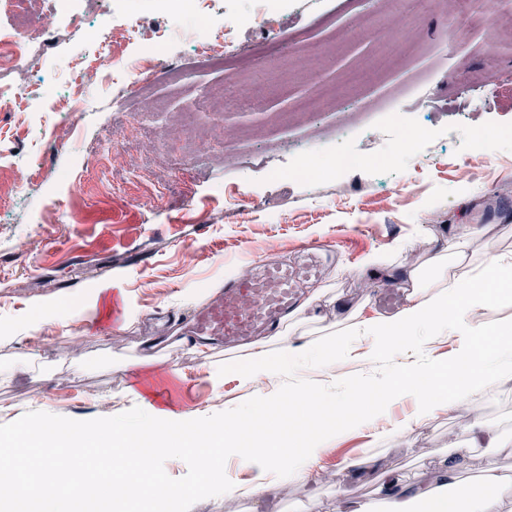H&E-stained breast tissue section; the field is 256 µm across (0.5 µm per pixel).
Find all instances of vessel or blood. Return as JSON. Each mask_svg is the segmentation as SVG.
Masks as SVG:
<instances>
[{"label":"vessel or blood","mask_w":512,"mask_h":512,"mask_svg":"<svg viewBox=\"0 0 512 512\" xmlns=\"http://www.w3.org/2000/svg\"><path fill=\"white\" fill-rule=\"evenodd\" d=\"M328 252L326 245L308 242L300 248L301 262L292 265L253 257L243 272L225 277L220 293L199 305L189 321L172 314L181 326L179 340L213 338L233 348L275 333L296 309L303 286L320 277Z\"/></svg>","instance_id":"vessel-or-blood-1"}]
</instances>
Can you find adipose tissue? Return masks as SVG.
<instances>
[{
	"label": "adipose tissue",
	"instance_id": "obj_1",
	"mask_svg": "<svg viewBox=\"0 0 512 512\" xmlns=\"http://www.w3.org/2000/svg\"><path fill=\"white\" fill-rule=\"evenodd\" d=\"M434 241L433 232H426L425 252L402 266L408 304L397 315L366 319L357 307L330 318L302 311L289 318L285 334L262 338L231 357L210 361L212 378L232 370L240 385L249 389L247 414L206 425L148 403L140 422L118 419L102 431L90 424L44 425L40 431L48 439L35 459L29 456L28 434L18 430L12 438L15 466L0 475V502L8 503L10 512H108L109 501L128 504L147 488L183 500L188 487L151 480L155 461L171 453L193 457L205 475L223 470L225 497L270 498L276 476L307 482L325 449L347 427L384 416L408 392L413 373L409 360L418 352L421 337L447 333L457 338L456 348L440 364L447 395L417 393L415 412L395 431L427 425L445 413L459 421L470 447H502V438L479 414L475 398L512 382V345L506 342L512 335V317L489 329L478 316L508 296L512 246H499L491 224H459L447 246L435 247ZM489 332L503 338L504 344L493 354L476 358V339ZM398 351L406 362L393 386L380 390L363 379L355 393L338 400L327 398L322 385L336 381L339 359L371 363ZM310 352L319 356L323 382L309 381L296 366ZM60 440L82 447L78 459L82 465L96 461L94 444L109 442L125 448V455L113 460L102 496L88 499L61 486L59 476L67 461L57 452ZM462 464V450L454 448L438 457L427 481L413 489L397 478L382 482L379 506L367 504L359 512H512L496 493L498 487L512 483L511 473L489 465L461 489L457 474ZM241 470L248 472V480L238 478Z\"/></svg>",
	"mask_w": 512,
	"mask_h": 512
}]
</instances>
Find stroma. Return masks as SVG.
Returning a JSON list of instances; mask_svg holds the SVG:
<instances>
[{
	"mask_svg": "<svg viewBox=\"0 0 512 512\" xmlns=\"http://www.w3.org/2000/svg\"><path fill=\"white\" fill-rule=\"evenodd\" d=\"M38 2L31 39L45 47L32 94L18 111L0 112V334L29 332L0 348V364L34 355L45 371H19L0 385L2 439L28 421L134 420L146 399L205 423L223 420L246 409V390L230 375L212 380L204 360L173 361L165 349L141 364L149 316L190 314L243 269L247 249L292 260L297 244L317 239L344 241L351 252L325 270L323 284L375 317L377 292L400 282L369 265L371 256L413 262L424 229L444 242L452 225L490 223L497 202L512 201V101L463 92L473 74L491 86L512 81V0L477 5L464 28L451 6L411 13L387 0H277L271 16L297 47L287 63L267 30L236 22L261 0H204L216 25L235 21L240 54L264 57L257 82L232 60L206 61L194 19L156 0H76L79 28L56 15V0ZM105 14L138 37L84 87L87 106L75 120L60 99L76 63L101 52L91 28ZM150 64L156 78L143 96L127 94ZM401 85L397 121L379 139ZM414 131L427 140L410 156L398 143ZM298 145L324 163L316 186L294 170ZM22 166L29 187L19 195ZM76 354L86 368L71 376ZM124 383L134 394L104 401ZM477 404L512 440V386ZM412 410L404 400L351 430L308 482H279V512H358L379 501L378 480L334 479L346 448L416 480L457 422L443 416L377 443ZM153 478L191 488L178 512H252L249 499L225 498L223 475L200 476L192 457L157 460Z\"/></svg>",
	"mask_w": 512,
	"mask_h": 512,
	"instance_id": "stroma-1",
	"label": "stroma"
}]
</instances>
